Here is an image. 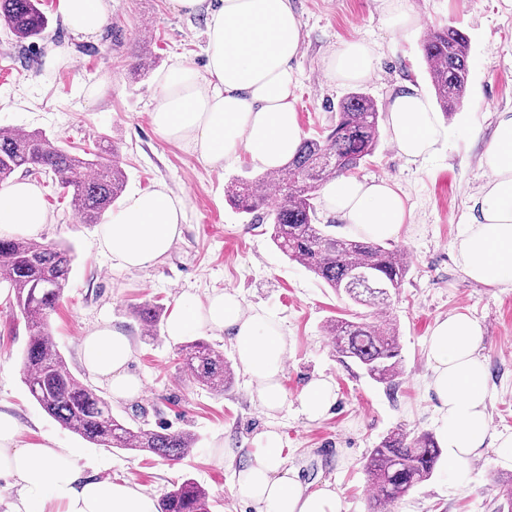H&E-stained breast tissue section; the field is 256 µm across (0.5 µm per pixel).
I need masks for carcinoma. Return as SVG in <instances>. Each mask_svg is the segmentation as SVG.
Here are the masks:
<instances>
[{
  "instance_id": "obj_1",
  "label": "carcinoma",
  "mask_w": 512,
  "mask_h": 512,
  "mask_svg": "<svg viewBox=\"0 0 512 512\" xmlns=\"http://www.w3.org/2000/svg\"><path fill=\"white\" fill-rule=\"evenodd\" d=\"M0 22L20 42L43 37L49 26L39 0H0ZM429 82L445 115L457 111L470 76V40L460 29L430 30L421 43ZM135 69L143 75L156 66L145 45L134 53ZM382 110L378 102L356 89L337 105L336 124L324 138L301 141L294 157L275 171L253 178H236L224 188L225 197L240 212L258 211L275 193L279 203L266 212L271 239L292 262L347 297L368 308L351 318L327 321L336 354L353 360L373 381L392 387L402 372L401 347L394 319L379 324L378 310L390 299L370 288L349 285L351 274L363 270L396 293L410 271L406 254L364 238H338L317 223L319 191L341 174L356 170L374 153ZM44 171L71 197L70 205L85 224H99L125 191L127 176L114 152L106 147L87 159L66 151L41 132L0 129V184L16 172ZM74 260L72 249L32 238H0V284L14 295L29 331L24 352L25 385L34 401L64 428L107 448L143 451L181 460L197 439L188 430L150 427L112 415L108 403L71 371L56 348L50 316L64 295ZM133 313L142 328L155 331L159 307L141 303ZM193 381L216 393L229 385L233 372L224 353L203 340L181 349ZM442 453L434 437H408L393 431L372 450L364 474L374 490L371 512L388 508L411 488L429 480ZM157 512H210L207 490L192 478L165 492Z\"/></svg>"
}]
</instances>
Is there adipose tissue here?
I'll return each mask as SVG.
<instances>
[{"instance_id": "ef3b65f1", "label": "adipose tissue", "mask_w": 512, "mask_h": 512, "mask_svg": "<svg viewBox=\"0 0 512 512\" xmlns=\"http://www.w3.org/2000/svg\"><path fill=\"white\" fill-rule=\"evenodd\" d=\"M187 16L207 18L204 71L181 65L158 80L150 114L154 131L189 147L206 168L223 169L244 159L258 168H278L295 154L301 129L295 67L301 26L291 0H173ZM55 11L71 31L97 34L112 12V0H55ZM373 46L346 41L326 64L330 79L361 82L374 71ZM391 144L409 161L433 156L443 130L428 98L416 90L394 92L386 109ZM489 173L475 205L480 217L460 225L456 261L464 276L490 287L512 286V113H499L482 154ZM326 208L360 235L394 239L405 224V200L391 180L343 174L322 192ZM189 199L166 184L132 193L106 224L102 245L118 266L140 268L162 261L182 235ZM48 219L43 191L25 178L0 188V237L37 235ZM228 333L237 359L268 412L285 400L281 377L288 340L267 312L246 307L239 292L220 290L206 301L180 297L165 323L172 342L196 330ZM86 368L106 380L114 396L134 399L142 384L128 374L134 354L129 336L103 324L83 336ZM430 386L438 400V436L447 474L469 468L483 449H498L512 461V432L490 430L488 363L480 322L466 313L437 320L427 342ZM0 480L12 494L8 512H156L153 497L128 480L86 478L74 454L50 438L22 439L11 413L0 412ZM234 494L253 512H341L331 484L311 488L300 470L287 467L277 429L261 435V446L239 459Z\"/></svg>"}]
</instances>
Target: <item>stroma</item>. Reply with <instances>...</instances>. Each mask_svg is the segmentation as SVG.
Here are the masks:
<instances>
[{
	"label": "stroma",
	"instance_id": "obj_1",
	"mask_svg": "<svg viewBox=\"0 0 512 512\" xmlns=\"http://www.w3.org/2000/svg\"><path fill=\"white\" fill-rule=\"evenodd\" d=\"M302 32L296 62L300 85L297 110L303 137L327 135L336 106L352 84L327 79L323 60L345 41L373 45L380 57L362 91L386 106L389 95L414 88L431 95L421 42L426 30L454 25L471 40L470 80L462 108L443 119L448 136L424 163L409 162L387 136L357 169L360 177L388 178L402 192L409 212L388 248L407 251L411 270L389 309L400 335L403 373L395 386L375 383L354 363L341 362L325 330L327 319L350 313L346 299L315 279L273 245L266 225L252 223L224 196L235 178L258 175L242 160L222 171L206 169L186 147L158 136L149 114L154 74L134 70L133 50L148 36L157 72L180 62L203 69L206 20L178 12L173 0H112V14L99 34L70 31L56 15L53 0L41 8L50 20L43 40L17 42L0 27V128L41 131L77 154L95 152L100 140L119 151L127 174L126 193L166 183L187 194L191 204L183 236L169 256L139 269L117 267L100 244L98 227L80 223L68 196L50 175L40 176L49 222L41 240L74 249L69 284L50 319L56 346L73 373L107 399L114 416L194 433L198 442L179 461L105 448L64 429L32 399L24 383L23 355L28 332L10 295L0 296V410L20 420L22 438L48 436L76 454L84 475L127 479L154 497L190 477L209 492L210 512H251L233 495L235 466L217 464L214 447L244 456L275 427L289 464L320 487L331 483L342 512H370L362 465L388 433H436L437 399L429 389L427 337L437 319L456 312L475 317L484 331L488 381L493 393L491 428L512 430V288H490L466 279L455 257L460 224L471 220L472 199L489 174L481 155L499 112L512 109V0H410L419 30L395 31L384 21L381 0H292ZM68 46L67 65L44 64L48 44ZM239 291L245 303L278 319L289 350L282 385L286 394L274 415L252 401L241 366L224 393L190 380L179 363V347L164 332L145 335L132 308L143 302L171 312L180 296L199 300L215 291ZM131 337L130 373L143 384L140 397L112 396L106 382L84 366L80 338L101 324ZM329 379L336 402L325 418L311 422L300 412L302 388ZM512 479L490 448L467 475L454 483L442 471L409 490L394 512H494L499 491Z\"/></svg>",
	"mask_w": 512,
	"mask_h": 512
}]
</instances>
